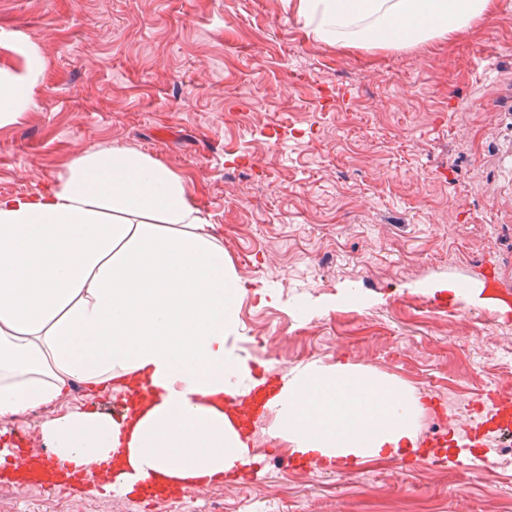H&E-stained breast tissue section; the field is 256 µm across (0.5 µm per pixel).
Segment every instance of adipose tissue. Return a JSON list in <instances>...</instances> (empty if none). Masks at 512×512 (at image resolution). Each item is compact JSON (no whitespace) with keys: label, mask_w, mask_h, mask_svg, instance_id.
<instances>
[{"label":"adipose tissue","mask_w":512,"mask_h":512,"mask_svg":"<svg viewBox=\"0 0 512 512\" xmlns=\"http://www.w3.org/2000/svg\"><path fill=\"white\" fill-rule=\"evenodd\" d=\"M493 0H296L314 40L356 46L424 43L462 31ZM24 70L0 68V127L36 105L43 49L18 38ZM245 288L188 183L130 148L94 147L40 201L0 202V420L62 402L73 382L150 400L112 416L76 409L46 418L58 460L145 475L217 481L248 447L214 397L245 399L259 374L237 344ZM276 437L324 465L354 455H410L416 395L350 365L286 372L268 404Z\"/></svg>","instance_id":"adipose-tissue-1"}]
</instances>
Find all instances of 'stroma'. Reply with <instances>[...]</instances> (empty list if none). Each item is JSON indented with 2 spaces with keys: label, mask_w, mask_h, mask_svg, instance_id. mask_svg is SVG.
<instances>
[{
  "label": "stroma",
  "mask_w": 512,
  "mask_h": 512,
  "mask_svg": "<svg viewBox=\"0 0 512 512\" xmlns=\"http://www.w3.org/2000/svg\"><path fill=\"white\" fill-rule=\"evenodd\" d=\"M289 0H0V37L38 41L37 105L0 127V201H31L82 150L127 147L183 177L238 277L277 289L238 305L243 348L287 371L368 367L439 403L419 435L467 429L472 402L512 386V325L434 311L448 282L512 272V0L412 47L315 41ZM70 392L6 424L41 449ZM272 414L257 471L156 512H512V463L478 476L412 456L360 474L283 469ZM0 512H130L81 490L0 483Z\"/></svg>",
  "instance_id": "obj_1"
}]
</instances>
